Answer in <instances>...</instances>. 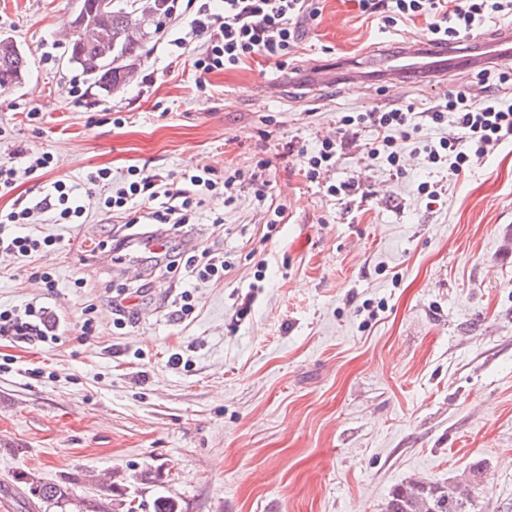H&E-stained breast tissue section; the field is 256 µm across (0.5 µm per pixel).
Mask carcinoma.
<instances>
[{"label":"carcinoma","instance_id":"cac0c4a2","mask_svg":"<svg viewBox=\"0 0 512 512\" xmlns=\"http://www.w3.org/2000/svg\"><path fill=\"white\" fill-rule=\"evenodd\" d=\"M132 5L115 4L105 16L94 17L97 37L91 44L70 43L68 62L78 65L94 78L103 90L110 91L124 83L131 73L125 61L138 56L143 38L131 25ZM28 69L27 55L7 37L0 38V89L22 83ZM473 479L453 486H442L425 480H413L393 489L385 512H478L475 485L481 476L479 467L472 470ZM15 481L24 484L32 502L44 512H120L123 501L105 494L103 499H80L72 482L64 478L56 482H41L19 472Z\"/></svg>","mask_w":512,"mask_h":512}]
</instances>
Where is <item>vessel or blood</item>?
Instances as JSON below:
<instances>
[{
	"label": "vessel or blood",
	"instance_id": "obj_1",
	"mask_svg": "<svg viewBox=\"0 0 512 512\" xmlns=\"http://www.w3.org/2000/svg\"><path fill=\"white\" fill-rule=\"evenodd\" d=\"M490 65L512 67V31L486 45L484 53L480 55L475 54L466 39L449 45L410 39L397 54L387 56L379 69L371 70L358 62L340 63L332 69L317 70L313 77L325 83L335 81L351 87L370 83L402 87L414 74L443 79L454 71Z\"/></svg>",
	"mask_w": 512,
	"mask_h": 512
}]
</instances>
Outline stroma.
Segmentation results:
<instances>
[{
  "label": "stroma",
  "mask_w": 512,
  "mask_h": 512,
  "mask_svg": "<svg viewBox=\"0 0 512 512\" xmlns=\"http://www.w3.org/2000/svg\"><path fill=\"white\" fill-rule=\"evenodd\" d=\"M319 7L287 66L258 56L204 76L192 67L204 45L190 31L195 0L175 19L145 14L131 77L110 93L83 79L99 102L89 110L68 61L78 0H0V34L30 60L23 83L0 90V159L54 156L0 210L98 168L117 183L132 169L176 183L192 165L242 175L233 203L207 198L182 236L224 253L223 280L144 262L155 285L124 328L112 296L130 278L99 247L121 220L97 203L81 224L22 227L56 237L55 288L0 256V310L46 307L57 336L0 338V512H30L20 471L70 477L86 498L115 480L134 512L161 495L180 512H383L394 486L450 483L479 462L483 512H512V141L452 179L414 142L395 169L368 158L374 127L339 133L344 115L479 92L474 72L251 96L259 80H304L338 59L375 65L427 36L423 19L384 29L353 0ZM327 138L343 141L336 162L307 179ZM261 160L260 189L249 175ZM185 294L193 312L181 318Z\"/></svg>",
  "instance_id": "obj_1"
}]
</instances>
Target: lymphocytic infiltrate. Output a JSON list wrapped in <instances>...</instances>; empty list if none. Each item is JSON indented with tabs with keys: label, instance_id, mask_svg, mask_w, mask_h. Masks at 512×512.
Wrapping results in <instances>:
<instances>
[{
	"label": "lymphocytic infiltrate",
	"instance_id": "f902f5d3",
	"mask_svg": "<svg viewBox=\"0 0 512 512\" xmlns=\"http://www.w3.org/2000/svg\"><path fill=\"white\" fill-rule=\"evenodd\" d=\"M213 7L202 0L191 30L206 38L203 52L195 57L192 66L200 74H208L244 64L257 55L279 60L290 54L299 39L298 22L315 17V0H221ZM361 13L382 25L398 19L422 18L430 39L455 41L473 37L474 33L494 19L512 15V0H357ZM512 82V73L499 72L498 87L482 96L460 90L441 102L425 109L415 103L386 112H360L340 120V129L352 131L367 124L378 136L367 151L371 159H384L398 166L404 143L417 136L424 123L445 126L446 137L438 143L424 145L429 163L446 168L449 176H457L471 162L484 158L507 140H512V104L499 92L502 85ZM98 187L99 204L109 212L128 214V228L145 239L164 235L159 249L153 250L155 263L179 256L185 269L197 281L208 283L221 280L229 263L223 253L196 250L185 244L168 241L169 231L179 230L191 223L204 203L207 194L217 191L231 194L233 180L218 181L212 169L188 170L182 173L179 184H171L162 176L134 172L120 188L112 186V172L99 168L85 173L80 181H55L53 189L30 206H18L0 211V252L32 257L51 246V238L37 239L14 233L15 225L24 223L31 215H47L53 224L81 223L86 206L79 195L81 185ZM148 205L147 226H137L131 215L140 205ZM134 234V235H135ZM53 326L46 319V310L29 306L24 312L0 311V337L10 336L27 342H42L52 338Z\"/></svg>",
	"mask_w": 512,
	"mask_h": 512
}]
</instances>
